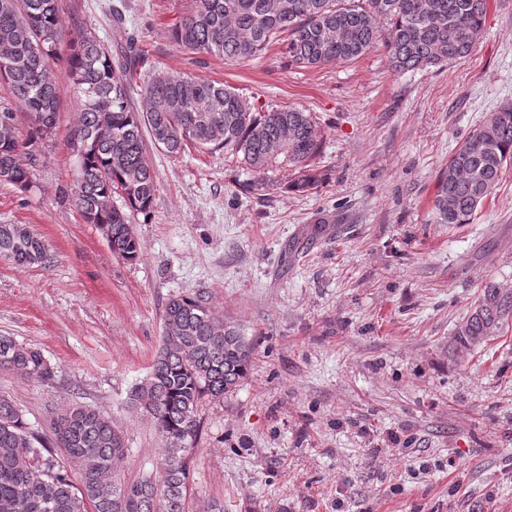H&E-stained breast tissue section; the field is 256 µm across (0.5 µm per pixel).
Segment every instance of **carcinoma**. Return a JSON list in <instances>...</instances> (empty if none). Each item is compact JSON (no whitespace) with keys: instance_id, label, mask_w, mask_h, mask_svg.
Instances as JSON below:
<instances>
[{"instance_id":"carcinoma-1","label":"carcinoma","mask_w":512,"mask_h":512,"mask_svg":"<svg viewBox=\"0 0 512 512\" xmlns=\"http://www.w3.org/2000/svg\"><path fill=\"white\" fill-rule=\"evenodd\" d=\"M489 0H196L175 24L172 41L193 54L241 62L286 38L295 64L352 62L379 42L393 71L442 67L467 58L484 28ZM142 61L130 35L114 55L93 33L68 37L58 0H0V84L12 105H0V182L32 188L20 160L49 138L61 89L52 66L71 70L79 99L69 145L78 148L71 194L86 223L96 225L112 254L137 259L142 245L132 218L150 213L157 174L145 137L171 154L192 147L224 149L251 172L245 194L275 189L309 194L322 174L314 160L322 135L312 113L285 106L264 111L222 82L158 71L143 83L144 105L131 104ZM28 120L20 139L15 107ZM512 165V104L477 125L440 171L432 201L435 224H468ZM47 266L46 243L18 224H0V257ZM512 317V289L488 282L454 329L452 347L475 350L499 336ZM151 374L130 394L162 441L156 478L124 481L123 432L93 408L71 405L52 420V438L29 431L21 410L0 394V512H186L188 454L199 433L201 400L222 398L247 375L252 343L212 312L203 293L169 298ZM0 368L22 380L50 381L54 368L41 351L0 335Z\"/></svg>"}]
</instances>
